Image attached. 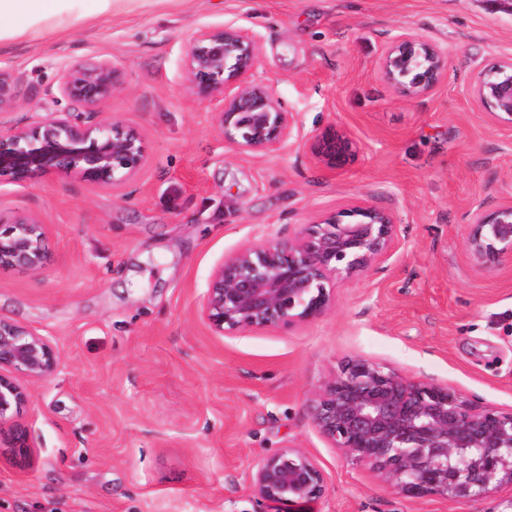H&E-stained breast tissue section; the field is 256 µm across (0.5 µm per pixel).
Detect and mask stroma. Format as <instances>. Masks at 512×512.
Masks as SVG:
<instances>
[{
	"mask_svg": "<svg viewBox=\"0 0 512 512\" xmlns=\"http://www.w3.org/2000/svg\"><path fill=\"white\" fill-rule=\"evenodd\" d=\"M227 24L258 36L257 78L302 133L347 130V168L299 141L225 144L183 65L192 33ZM403 33L448 51L428 97L400 96L377 71ZM510 56L512 0H114L111 14L1 41L0 68L25 75L1 128L35 125L64 69L107 59L122 83L100 118L138 129L149 159L122 194L75 174L0 186L1 209L50 226L52 253L40 272L0 274V318L60 357L48 378L13 374L30 393L35 456L0 449V512H288L252 487L287 448L323 473L311 512H507L506 486L476 500L400 495L332 447L308 403L364 357L512 408V264L484 272L465 249L476 210L512 204V130L473 100L479 66ZM359 201L394 214L389 259L337 282L314 321L212 333L200 298L225 256Z\"/></svg>",
	"mask_w": 512,
	"mask_h": 512,
	"instance_id": "obj_1",
	"label": "stroma"
}]
</instances>
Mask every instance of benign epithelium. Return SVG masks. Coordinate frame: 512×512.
I'll list each match as a JSON object with an SVG mask.
<instances>
[{
  "instance_id": "obj_1",
  "label": "benign epithelium",
  "mask_w": 512,
  "mask_h": 512,
  "mask_svg": "<svg viewBox=\"0 0 512 512\" xmlns=\"http://www.w3.org/2000/svg\"><path fill=\"white\" fill-rule=\"evenodd\" d=\"M258 63V38L248 29L203 27L189 39L184 81L199 100L217 102L215 123L224 142L258 152L302 139L324 166L344 169L355 156L351 138L333 127L301 134L274 88L255 81ZM447 67L448 51L410 33L395 38L377 62L382 80L411 99L432 94ZM23 80L19 71L0 69L1 110L14 106ZM121 81L120 70L105 59L65 70L58 91L68 107L32 127L0 128V183L26 186L76 173L91 186L126 189L146 166L148 148L138 130L99 119ZM473 100L512 130V59L480 69ZM398 241V224L384 208L362 201L325 213L291 237L226 257L208 280L201 314L219 336L310 321L328 310L336 280L389 258ZM49 242V226L38 216L0 209V270L41 271L50 260ZM465 247L484 270L512 262V205L476 211ZM58 363L48 338L0 318V444L16 457L32 455L28 431L18 422L29 395L10 372L42 379ZM308 409L334 447L403 495L470 499L512 487V408H478L456 390L356 357L341 365ZM252 485L263 499L297 507L321 496L324 477L311 457L288 448L258 464Z\"/></svg>"
}]
</instances>
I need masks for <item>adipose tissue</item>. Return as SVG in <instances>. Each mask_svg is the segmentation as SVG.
<instances>
[{
    "instance_id": "ef3b65f1",
    "label": "adipose tissue",
    "mask_w": 512,
    "mask_h": 512,
    "mask_svg": "<svg viewBox=\"0 0 512 512\" xmlns=\"http://www.w3.org/2000/svg\"><path fill=\"white\" fill-rule=\"evenodd\" d=\"M85 0H0V40L21 38L46 25L62 26L83 13Z\"/></svg>"
}]
</instances>
